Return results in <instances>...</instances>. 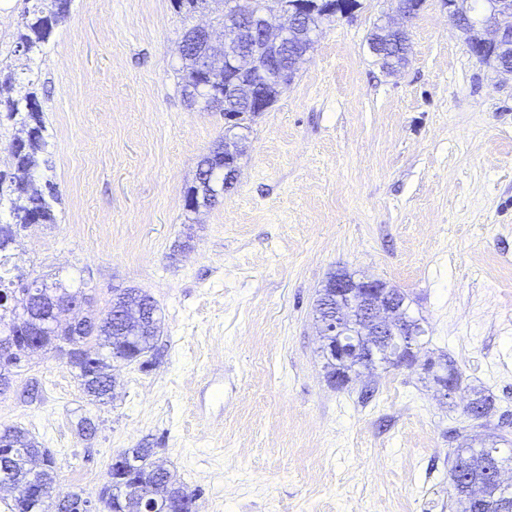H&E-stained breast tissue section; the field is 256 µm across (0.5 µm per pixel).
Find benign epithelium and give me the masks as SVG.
<instances>
[{"mask_svg":"<svg viewBox=\"0 0 512 512\" xmlns=\"http://www.w3.org/2000/svg\"><path fill=\"white\" fill-rule=\"evenodd\" d=\"M448 17L464 36L467 44L476 47L478 60L502 77H512V0H483V10L474 13L472 0H444ZM221 39L212 30L194 27L180 45V52L191 44L211 51L225 50L224 73L248 67L251 77L245 85L247 105L255 112L268 109L269 85L282 92L291 82L290 72L306 52L297 49L298 39L308 27L307 9L292 10L284 0H265L264 9L253 10L248 0H225ZM224 141L241 155L242 136L230 104H224ZM336 316L316 321L320 349L327 359L338 364H353L359 377L369 376L379 366L401 367L415 362L413 340L425 330L407 312L406 296L397 288H388L379 279L361 278L351 281L336 276ZM85 303L65 300L58 315L74 326L82 324ZM29 356L10 336H0V361L19 364ZM436 384L442 396L456 393L457 385L448 380V371H435Z\"/></svg>","mask_w":512,"mask_h":512,"instance_id":"7a95c632","label":"benign epithelium"}]
</instances>
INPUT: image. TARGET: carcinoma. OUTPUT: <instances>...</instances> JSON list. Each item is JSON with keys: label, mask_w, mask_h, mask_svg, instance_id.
I'll return each mask as SVG.
<instances>
[{"label": "carcinoma", "mask_w": 512, "mask_h": 512, "mask_svg": "<svg viewBox=\"0 0 512 512\" xmlns=\"http://www.w3.org/2000/svg\"><path fill=\"white\" fill-rule=\"evenodd\" d=\"M67 0H32L24 11L23 30L18 32L16 48L26 55H38L48 43L54 26L65 19ZM210 0H174V8L183 19L206 8ZM211 63L205 66L193 55L181 56L180 71L183 92L189 105L203 110L223 109V103L215 102V95L224 94V56L210 55ZM407 62L404 47L393 45L391 51L381 57L387 68ZM7 119L13 121L14 134L4 144L15 161V172H0V204L8 205L13 223L0 224V333L16 339H28L43 351L61 350L69 355V364L77 370L82 392L93 405L105 404L112 399V367L116 363H132L145 357L154 349L160 336V317L156 301L138 288L112 291L108 309L99 317L87 320L83 327L73 328L57 319V301L67 295L88 298V283L80 281L76 286H66L55 280L33 279L29 286L21 281L24 277L10 276L19 269L10 253L13 227L29 224L56 223L54 203L58 200L56 185L48 182L49 192L33 197L27 189L28 179L41 165L40 153L46 145L45 122L38 105L36 93L26 89L4 101ZM222 161L205 155L198 164L195 181L186 188L185 208H191L196 199L207 206L214 204L224 193ZM114 336H129L131 340L117 344ZM0 448L9 454H0V489L9 485L17 494L7 499L0 496L8 512H73L72 505L90 501L84 492H73L63 498L39 500L29 494L34 481L53 487L57 461L54 454L31 437L26 431L6 426L0 428ZM451 470L458 474L450 479L455 492L459 512H473L466 485L470 473L460 465L475 456L472 446L463 442L454 451ZM120 465H109L108 481L98 492L102 504L100 512H145L150 507L151 487L164 484L168 488V512H184L188 487L171 471L161 472L156 467L151 448H129L119 453ZM487 499L483 512H512L508 503L495 494L493 483H486Z\"/></svg>", "instance_id": "1"}]
</instances>
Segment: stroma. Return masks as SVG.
I'll use <instances>...</instances> for the list:
<instances>
[{
  "label": "stroma",
  "mask_w": 512,
  "mask_h": 512,
  "mask_svg": "<svg viewBox=\"0 0 512 512\" xmlns=\"http://www.w3.org/2000/svg\"><path fill=\"white\" fill-rule=\"evenodd\" d=\"M357 3L245 129L232 188L195 212L184 192L224 116L182 95L173 0H70L31 61L14 51L22 0L0 6V63L47 126L33 185L61 198L57 224L19 233L20 268L84 278L97 313L142 289L161 316L148 366L120 365L108 404L51 353L0 395V427L54 453L59 495L96 494L113 456L152 448L200 512H456L448 473L457 435L480 431L463 412L477 389L512 455V79L441 0L409 24L407 64L382 68L367 40L398 0ZM339 269L406 293L420 363L460 374L452 399L420 363L378 370L367 400L361 380L328 382L314 304Z\"/></svg>",
  "instance_id": "35a3bbf8"
}]
</instances>
